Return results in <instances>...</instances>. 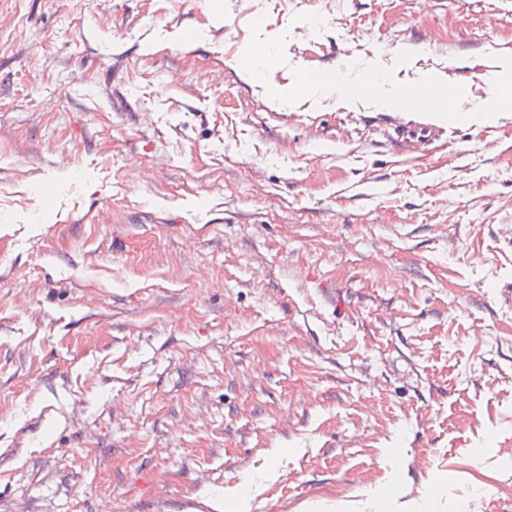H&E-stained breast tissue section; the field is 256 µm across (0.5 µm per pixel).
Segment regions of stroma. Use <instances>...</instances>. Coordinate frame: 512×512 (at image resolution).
Masks as SVG:
<instances>
[{"label":"stroma","mask_w":512,"mask_h":512,"mask_svg":"<svg viewBox=\"0 0 512 512\" xmlns=\"http://www.w3.org/2000/svg\"><path fill=\"white\" fill-rule=\"evenodd\" d=\"M510 82L512 0H0V512H512ZM455 112L459 117L458 120L463 124H470L474 121L475 117L468 107L461 105L459 102L454 101L453 97L448 96L445 98H435L431 94L422 95L417 92H410L405 94L401 99V107L397 108L395 112ZM448 118H452V114ZM396 140L404 151L417 153L420 158L429 156L445 145L444 129L431 123L409 124L392 117Z\"/></svg>","instance_id":"stroma-1"}]
</instances>
